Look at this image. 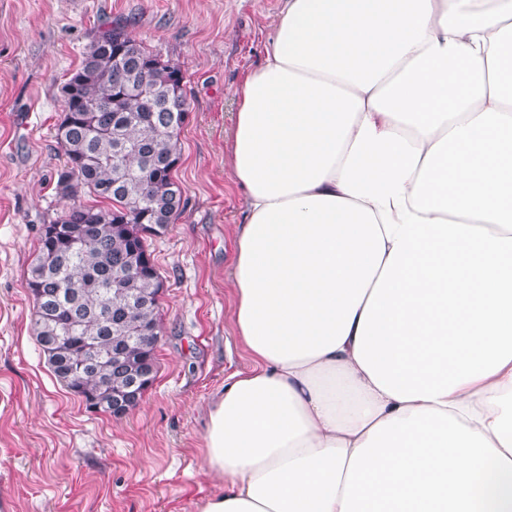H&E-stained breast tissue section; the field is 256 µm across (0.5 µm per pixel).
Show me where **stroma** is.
Masks as SVG:
<instances>
[{
    "label": "stroma",
    "instance_id": "35a3bbf8",
    "mask_svg": "<svg viewBox=\"0 0 512 512\" xmlns=\"http://www.w3.org/2000/svg\"><path fill=\"white\" fill-rule=\"evenodd\" d=\"M280 0H0V512H196L222 486L202 434L211 401L251 363L227 277L245 193L224 163L232 94L264 56ZM121 25L181 65L190 102L173 176L186 208L153 238L164 283L159 372L116 419L51 373L27 274L64 201L61 84L101 27Z\"/></svg>",
    "mask_w": 512,
    "mask_h": 512
}]
</instances>
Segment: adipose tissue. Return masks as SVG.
<instances>
[{"instance_id":"1","label":"adipose tissue","mask_w":512,"mask_h":512,"mask_svg":"<svg viewBox=\"0 0 512 512\" xmlns=\"http://www.w3.org/2000/svg\"><path fill=\"white\" fill-rule=\"evenodd\" d=\"M234 94L197 512H512V0H281Z\"/></svg>"}]
</instances>
